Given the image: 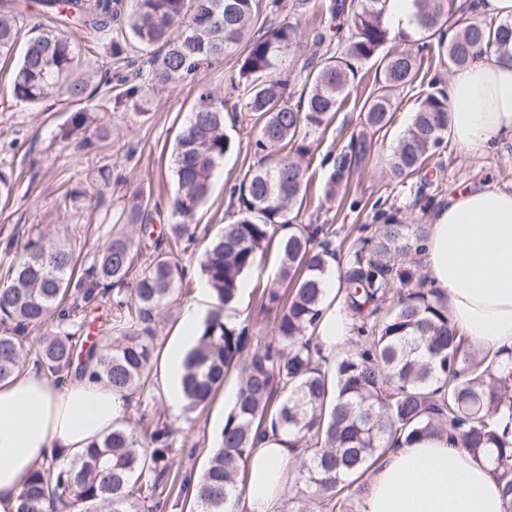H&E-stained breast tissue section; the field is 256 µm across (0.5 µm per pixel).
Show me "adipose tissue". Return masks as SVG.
Listing matches in <instances>:
<instances>
[{"mask_svg":"<svg viewBox=\"0 0 512 512\" xmlns=\"http://www.w3.org/2000/svg\"><path fill=\"white\" fill-rule=\"evenodd\" d=\"M448 98L458 147L484 154L512 134V59H475L450 77ZM424 263L465 343L512 347V189L485 185L450 195L431 217ZM326 290L328 310L317 334L332 357L350 335V319L336 300L335 272H328ZM211 309L210 292L202 290L158 360V383L173 412L184 402L185 358ZM124 411L120 395L86 377L56 383L29 367L1 383L0 512H15L17 494L34 468L76 461ZM294 454L286 435L261 438L247 460L245 495L228 512H277ZM505 510L489 462L442 436L393 449L379 460L367 475L362 512Z\"/></svg>","mask_w":512,"mask_h":512,"instance_id":"adipose-tissue-1","label":"adipose tissue"}]
</instances>
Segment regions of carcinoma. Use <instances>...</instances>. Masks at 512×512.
Returning a JSON list of instances; mask_svg holds the SVG:
<instances>
[{
    "label": "carcinoma",
    "instance_id": "obj_1",
    "mask_svg": "<svg viewBox=\"0 0 512 512\" xmlns=\"http://www.w3.org/2000/svg\"><path fill=\"white\" fill-rule=\"evenodd\" d=\"M388 0H332L331 16L346 17L344 48L312 65L299 104L284 98L287 81L277 70L296 42L290 23L256 28L258 0H36L56 25H36L14 73L16 98L37 104L57 93L86 98L88 81L65 28L77 25L107 38L112 56L127 50L112 25L128 31L145 52V81L129 87L166 88L198 76L212 59L247 41L231 103L199 85L194 105L176 140L177 189L166 236L156 235L150 199L133 196L121 210L122 227L73 280L71 250L40 238L0 281V383L21 368L23 342L44 329L33 368L61 381L87 373L120 394L125 405L155 398L152 370L159 355L157 318L187 276L179 255L198 239L196 212L207 201L213 174L234 149L224 132V112L251 113L256 163L230 189L236 218L210 236L201 274L215 298L182 376L186 409L205 407L225 378L236 377V399L224 417L221 444L212 450L199 479L181 471L173 452L176 429L156 414L143 432L119 422L90 443L69 468L40 467L17 495L16 512H164L175 482L197 512H225L243 493L245 464L256 438L272 427L300 448L295 482L304 484L321 508L344 512L350 487H363L365 473L391 448L450 434L474 458L485 457L503 484L512 512V438L497 421L512 415V348L471 349L457 340L445 300L421 274L425 231L404 224L398 212L376 204L372 223L349 243H336L330 224H298L309 165L323 132L350 95L358 65L375 59L379 77L360 113L364 132L320 160L326 193L349 182L370 158L378 135L387 133L398 96L413 88L417 52H385ZM420 49L434 46L448 70L473 59L512 56V22L483 18L453 0H414ZM31 9L29 0H0V55L13 52ZM446 92L428 83L417 97L410 125L386 157L395 183L405 185L450 136ZM154 251L142 266L139 257ZM275 248L276 279L260 290L259 311L272 316L264 339L253 342L249 325L231 320L242 278ZM339 264L338 288L352 319V349L329 361L317 328L326 312L324 278ZM112 296V339L74 365L77 320Z\"/></svg>",
    "mask_w": 512,
    "mask_h": 512
}]
</instances>
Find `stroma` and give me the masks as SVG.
Listing matches in <instances>:
<instances>
[{
  "instance_id": "obj_1",
  "label": "stroma",
  "mask_w": 512,
  "mask_h": 512,
  "mask_svg": "<svg viewBox=\"0 0 512 512\" xmlns=\"http://www.w3.org/2000/svg\"><path fill=\"white\" fill-rule=\"evenodd\" d=\"M327 6L328 0H318L316 6L306 8L299 7L296 0H284L281 9H264L259 14L258 28L284 22L297 28V41L289 49L282 71L292 96L302 92L307 65L316 50L314 35L328 32L333 24ZM73 41L82 60L97 62L101 67L90 79L88 98L79 102L62 95L38 105L16 99L11 76L19 56H0V173L11 176L14 182L11 194L0 192V273L14 263L29 240L42 236L71 247L80 263L90 266L111 238L112 226L126 199L136 191L150 196L151 207L157 212L156 224H166L175 191L173 149L197 87L204 84L228 93L231 82L238 79L240 59L245 53L244 47H237L212 61L195 80L173 88L147 90L128 100L124 92L133 82L135 67L144 60L139 48L129 45L126 60L117 61L107 42H94L79 31L74 33ZM375 75L373 63L359 66L353 90L320 136L319 153L340 150L351 134L359 131L360 108ZM416 97L413 91L401 95L383 144L336 198L326 199L327 172L319 163L311 164L312 178L300 223H308L311 216L318 215L333 224L343 237L352 227L371 223L372 206L378 200L398 208L404 223H429V215L413 208L408 189L390 181L385 164L397 135L411 122ZM79 113L85 117L83 128L70 140L60 141V134L71 128ZM226 132L235 148L216 168L209 197L196 216L200 228L213 232L229 219L230 187L242 180L255 161L247 113H239L237 121L227 122ZM85 138L92 140V147L82 146ZM103 166L112 172L107 184L97 179V171ZM428 169L426 192L439 203L465 186L490 183L512 188V138H504L501 145L480 156L468 155L455 143H448L431 158ZM354 200L359 206L353 210L349 204ZM202 251L198 245L182 257L190 269L189 277L161 313L160 342L177 334L185 309L198 300ZM235 392L236 382L230 378L203 409L172 415L159 396L146 409H127L124 420L126 425L142 430L146 427L142 414H168L178 436L196 443L188 465L199 471L219 444L220 432L210 429L209 424L224 419Z\"/></svg>"
}]
</instances>
